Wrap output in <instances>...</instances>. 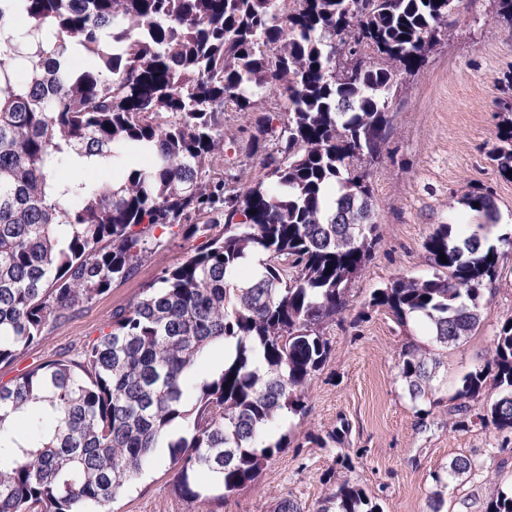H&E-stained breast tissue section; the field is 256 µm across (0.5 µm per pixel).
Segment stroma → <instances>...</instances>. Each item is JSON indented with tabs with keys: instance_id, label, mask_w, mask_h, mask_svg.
<instances>
[{
	"instance_id": "1",
	"label": "stroma",
	"mask_w": 512,
	"mask_h": 512,
	"mask_svg": "<svg viewBox=\"0 0 512 512\" xmlns=\"http://www.w3.org/2000/svg\"><path fill=\"white\" fill-rule=\"evenodd\" d=\"M448 22L447 36L423 67L403 75L391 93L396 130L382 160L369 168L381 238L349 286L342 320L327 330L332 353L310 381L308 410L285 419L280 431L286 448L269 459L257 481L225 498L219 512H276L284 496L299 512H318L346 479L381 512H429L436 492L447 512H484L497 489L512 486V433L478 423L457 428L454 399L461 378L484 364L495 334L512 317V255L480 304L478 327L441 351L437 390L425 401H411L397 367L404 344H429L425 323L403 326L368 304L374 290L398 277L431 273L423 244L436 225L485 223L465 204L471 192L490 195L498 233L512 236V180L489 158L500 144L495 101L503 77L512 74V26L498 19L492 0H457ZM200 244L167 237L129 280L57 325L14 363L0 364V384L36 364L76 355L82 343L99 336L116 307ZM459 456L471 459V474L438 487L436 473ZM167 469L164 460L146 468L116 499V512H201L173 494Z\"/></svg>"
}]
</instances>
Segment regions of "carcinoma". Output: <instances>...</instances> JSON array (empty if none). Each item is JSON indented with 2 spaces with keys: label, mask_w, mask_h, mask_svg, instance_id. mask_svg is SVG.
<instances>
[{
  "label": "carcinoma",
  "mask_w": 512,
  "mask_h": 512,
  "mask_svg": "<svg viewBox=\"0 0 512 512\" xmlns=\"http://www.w3.org/2000/svg\"><path fill=\"white\" fill-rule=\"evenodd\" d=\"M453 2L12 0L28 19L20 34L0 6V364L132 277L165 236L206 238L113 310L79 358L0 385V512H112L159 448L190 502L218 507L259 478L283 448L273 431L306 413L331 354L324 329L379 240L368 167L393 133L390 94L447 33ZM72 49L86 56L79 70L65 62ZM267 93L285 111L261 109ZM229 111L247 119L246 155H263L241 189L211 177L224 140L238 141ZM499 135L490 159L504 175L512 118ZM97 166L119 180L60 175ZM466 205L492 218L488 194ZM491 232L437 225L424 243L432 274L399 277L369 305L403 326L421 316L437 345L458 344L499 277L505 252ZM441 364L424 346L402 348L412 401ZM490 375L501 393L476 419L512 431V318L491 359L461 379V426ZM471 470L459 458L435 481ZM321 512L380 507L344 480ZM485 512H512V488Z\"/></svg>",
  "instance_id": "cac0c4a2"
}]
</instances>
